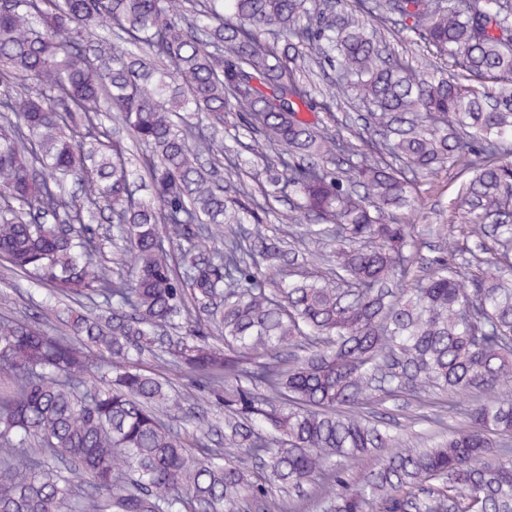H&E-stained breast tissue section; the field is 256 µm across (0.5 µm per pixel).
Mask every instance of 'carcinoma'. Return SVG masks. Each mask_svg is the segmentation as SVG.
Here are the masks:
<instances>
[{"instance_id": "cac0c4a2", "label": "carcinoma", "mask_w": 512, "mask_h": 512, "mask_svg": "<svg viewBox=\"0 0 512 512\" xmlns=\"http://www.w3.org/2000/svg\"><path fill=\"white\" fill-rule=\"evenodd\" d=\"M341 3L0 0V263L46 290L32 321L0 291V512H251L276 489L289 512H512L511 389L430 446L373 410L512 373V263L452 234L424 258L401 219L406 171L460 164L468 237L512 251V0ZM389 14L457 74L386 52ZM306 63L336 70L311 118ZM352 96L379 139L332 130ZM226 112L263 196L296 201L278 236L188 118ZM288 237L332 242L325 271ZM186 403L222 407L224 445L165 423Z\"/></svg>"}]
</instances>
